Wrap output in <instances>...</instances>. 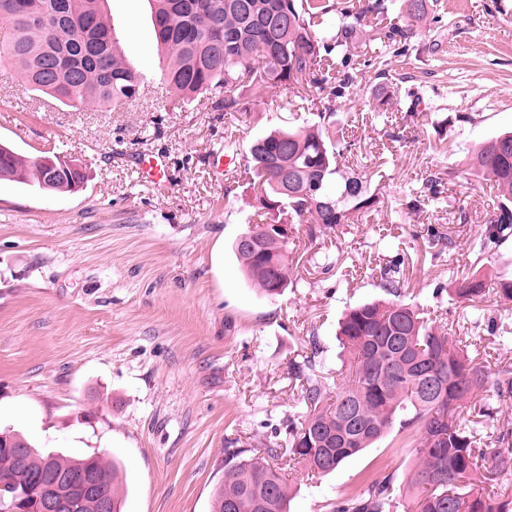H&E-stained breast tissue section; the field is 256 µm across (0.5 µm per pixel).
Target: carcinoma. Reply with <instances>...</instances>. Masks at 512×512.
<instances>
[{"label": "carcinoma", "mask_w": 512, "mask_h": 512, "mask_svg": "<svg viewBox=\"0 0 512 512\" xmlns=\"http://www.w3.org/2000/svg\"><path fill=\"white\" fill-rule=\"evenodd\" d=\"M108 0H0V24L9 30L0 42L6 61L33 90L81 111L114 112L139 98L146 77L125 60L121 41L104 13ZM158 48L164 53L161 79L174 101L203 104L234 115L246 110L241 92L261 94L288 88L293 99L314 93L317 120L296 129L276 128L249 147L243 172L253 189V225L233 248L247 279L268 298L291 283L289 235L268 216L289 214L316 224L311 236L356 223L377 207L371 176L358 166H340L352 144L339 135L336 104L349 96L357 59L389 48L403 56L418 29L440 24L438 0H403L402 16L391 17L396 0H147ZM469 172L496 191L493 213L480 225L469 251L483 257L512 237V131L486 139L468 162ZM86 173L57 155L23 159L0 144V180L36 184L54 192H77ZM410 196L411 212L438 203L441 178ZM404 259L394 256L380 270L388 295L351 307L337 336L348 354V382L336 400L324 402L325 384L309 358L293 368L302 381L300 410L288 419L284 447L228 448L224 480L215 488L211 512H289L284 471L299 464L326 475L345 460L383 439L394 427L417 431L415 463L406 481L413 508L390 481L330 504L331 512H512L480 488L477 428L460 419L474 398L493 389L512 397V369L492 379L468 351L454 326L437 325L423 309L403 298ZM486 281L478 271L456 273L451 294L467 303L480 297ZM46 470L89 474L93 492H77L72 512H99V495L111 512H122L120 466L103 453L75 459L42 453L20 434L0 438V484L36 491Z\"/></svg>", "instance_id": "carcinoma-1"}]
</instances>
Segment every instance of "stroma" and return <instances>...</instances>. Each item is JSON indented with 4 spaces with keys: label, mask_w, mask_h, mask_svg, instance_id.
<instances>
[{
    "label": "stroma",
    "mask_w": 512,
    "mask_h": 512,
    "mask_svg": "<svg viewBox=\"0 0 512 512\" xmlns=\"http://www.w3.org/2000/svg\"><path fill=\"white\" fill-rule=\"evenodd\" d=\"M442 27L420 32L407 55L359 65L336 117L381 196L343 230L310 238L293 229V283L276 298L243 276L233 250L246 231L253 191L213 165L233 134L240 155L275 126H300L309 109L285 95L253 97L247 111L171 107L162 89L121 112H72L33 92L0 64V143L32 160L58 154L87 180L55 194L0 182V429L41 452L112 455L125 473L124 512H210L224 451L285 443L300 383L294 363L311 356L328 389L340 366L336 324L351 306L383 297L379 270L406 262L404 295L428 317L460 325L489 375L512 366V301L495 285L512 277V239L476 259L468 242L495 195L461 162L479 143L512 129V0H442ZM131 64L155 77L159 55L146 0H109ZM403 96L376 115V89ZM162 154L169 186L138 171ZM456 178H449L450 170ZM445 178V199L410 217V193ZM435 227L452 248L428 236ZM344 275L321 274L323 257ZM477 265L490 288L474 303L450 294L458 270ZM494 423L481 427L488 492L512 500V471L497 472L500 431H512V399L492 393ZM416 432L385 438L324 477L293 471L290 512H328L337 498L376 481L402 488Z\"/></svg>",
    "instance_id": "1"
}]
</instances>
